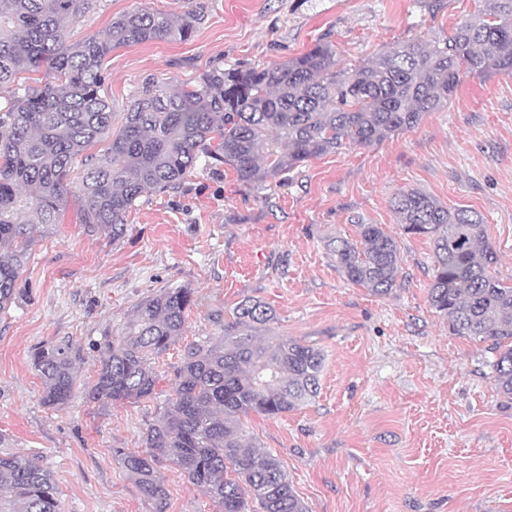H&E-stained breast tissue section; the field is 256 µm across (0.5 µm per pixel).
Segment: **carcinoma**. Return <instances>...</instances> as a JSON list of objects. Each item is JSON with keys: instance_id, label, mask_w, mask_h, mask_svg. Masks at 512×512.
Here are the masks:
<instances>
[{"instance_id": "1", "label": "carcinoma", "mask_w": 512, "mask_h": 512, "mask_svg": "<svg viewBox=\"0 0 512 512\" xmlns=\"http://www.w3.org/2000/svg\"><path fill=\"white\" fill-rule=\"evenodd\" d=\"M95 0H0V312L16 299L35 224L66 210L72 166L80 162V223L112 234L146 190L164 192L200 157L230 165L246 182L275 180L310 159L370 148L415 128L448 104L463 77L512 73V0H478V19L450 35L391 46L354 68L337 67L320 41L282 63L215 67L193 86L145 79L120 128L100 95L112 50L158 39L186 41L204 18L197 2L175 22L146 9L126 13L96 34L68 31ZM44 72L36 88L17 82ZM110 140L105 154L87 149ZM401 230L433 242L428 299L456 335L491 343L499 392L512 398V283L492 273L498 255L469 207L453 210L419 190L395 197ZM359 239L334 238L327 249L351 283L377 295L396 286L403 259L379 224L358 225ZM197 297L161 288L140 300L118 334L92 343L99 356L91 402H139L156 396L154 359L183 334ZM266 303L244 298L214 315L215 336L188 346L169 409L138 451L113 449L141 495L165 512L164 461L177 466L220 512H307L279 458L249 444L241 418L277 417L320 390L324 354L312 345L263 336L273 322ZM80 348L68 340L34 349L42 401L62 408L74 396ZM0 434V512H60L58 487L38 457L6 452Z\"/></svg>"}]
</instances>
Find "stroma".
Wrapping results in <instances>:
<instances>
[{"label": "stroma", "instance_id": "stroma-1", "mask_svg": "<svg viewBox=\"0 0 512 512\" xmlns=\"http://www.w3.org/2000/svg\"><path fill=\"white\" fill-rule=\"evenodd\" d=\"M206 0L185 42L113 50L104 96L122 114L147 76L195 83L220 66L268 65L330 41L339 65L392 44L450 34L475 0ZM189 0H97L71 40L104 34L113 18L146 8L179 17ZM410 189L480 213L512 283V75L464 78L446 108L370 149L309 160L280 183L243 182L198 161L176 188L148 191L117 241L81 224L70 200L39 229L0 313V434L41 456L61 512H155L113 455L138 450L167 410L186 345L215 335L214 311L246 297L276 314L266 333L325 354L321 391L299 410L243 419L257 449L278 456L309 512H512V399L496 388L487 343L456 336L428 302L432 246L401 234L391 201ZM361 224L395 235L400 285L387 296L353 285L327 243L357 239ZM183 286L199 299L185 331L156 361V398L94 403L83 392L62 410L42 403L36 346L79 343L81 383L94 380L92 342L118 331L133 305ZM159 473L165 512H218L176 466Z\"/></svg>", "mask_w": 512, "mask_h": 512}]
</instances>
